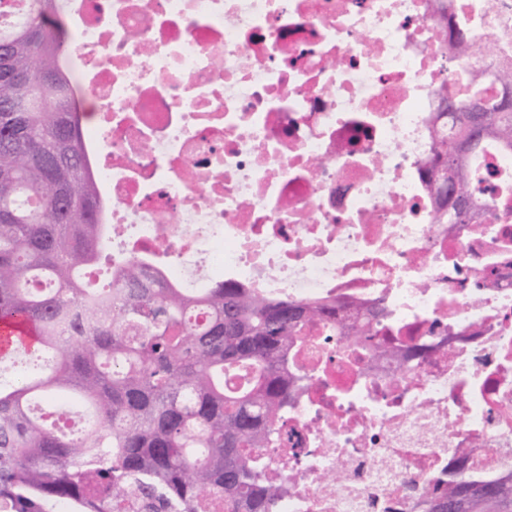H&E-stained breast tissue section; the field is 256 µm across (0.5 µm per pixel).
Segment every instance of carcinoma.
Returning a JSON list of instances; mask_svg holds the SVG:
<instances>
[{"label": "carcinoma", "instance_id": "carcinoma-1", "mask_svg": "<svg viewBox=\"0 0 512 512\" xmlns=\"http://www.w3.org/2000/svg\"><path fill=\"white\" fill-rule=\"evenodd\" d=\"M0 322L37 329L33 349L54 365L0 384V512H113L129 488L169 512H272L281 490L254 452L274 440L300 378L288 344L330 314L327 305L269 300L222 279L200 293L140 283L125 258L106 283L87 270L108 253L105 204L87 162L84 122L67 57L62 0H0ZM438 90L452 131L436 139L431 178L448 199L438 224H472L468 156L512 149V94L488 106ZM79 307L100 320L67 340L60 320ZM90 413L68 434L34 414L37 397L69 395ZM431 512H512V482L464 480L430 492Z\"/></svg>", "mask_w": 512, "mask_h": 512}]
</instances>
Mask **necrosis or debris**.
<instances>
[{"label":"necrosis or debris","mask_w":512,"mask_h":512,"mask_svg":"<svg viewBox=\"0 0 512 512\" xmlns=\"http://www.w3.org/2000/svg\"><path fill=\"white\" fill-rule=\"evenodd\" d=\"M451 2L476 31L464 61ZM67 13L113 258L336 305L288 353L303 387L259 452L274 512H426L425 489L511 476L512 151L470 160L482 224L436 223L427 169L449 71L512 67V0Z\"/></svg>","instance_id":"obj_1"}]
</instances>
